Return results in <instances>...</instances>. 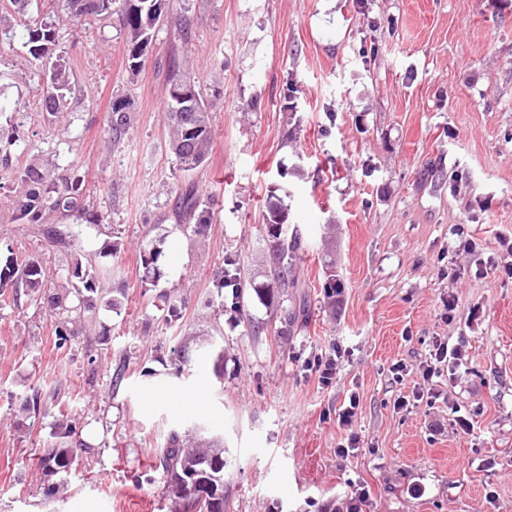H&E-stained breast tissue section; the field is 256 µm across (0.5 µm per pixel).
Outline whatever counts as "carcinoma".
<instances>
[{
    "mask_svg": "<svg viewBox=\"0 0 512 512\" xmlns=\"http://www.w3.org/2000/svg\"><path fill=\"white\" fill-rule=\"evenodd\" d=\"M121 2L118 13L126 33L128 46L127 65L136 72L144 65L154 38L155 29L165 22L172 9L173 0H67V6L75 17L88 15H110L113 4ZM14 17L0 15V43L12 40L15 27L21 26L27 32L28 54L35 73L45 81L43 107L46 114L55 118L62 112L67 98L76 93L75 81L67 67L65 51L59 45L56 25L46 19L33 24L27 23L29 0H9ZM164 117L169 131L168 149L184 171L195 170L204 164L209 156L213 131L209 107L201 98L191 78L172 66L169 87L165 97ZM129 126L125 112H112L110 129L113 140H119ZM15 219L23 224L43 225L42 234L52 244L72 248L74 241L65 240L53 226H46V220L53 214L62 217L83 219L88 213L82 180L77 177L63 178L55 175L49 165L32 163L19 170L12 199ZM270 260L274 267V279L279 285L288 286V260L304 246L302 230L287 224V215L282 207L272 202L268 206L265 224ZM165 238L159 237L147 245L141 254L143 281L156 282L162 277L159 259L163 253ZM43 266L36 258L23 261L9 258L0 265V295L10 288L24 283L38 293L44 292V299L57 311L56 345L62 349L72 347L79 335L78 323L85 315L95 312L99 302L117 313L120 301L104 298L99 288V276L93 266L82 261L79 253L67 268L66 280L71 287L62 292L41 290ZM217 295L224 296V289L237 287V273L232 266L222 269L216 277ZM207 340L201 336L183 339L174 348L173 354L179 362L184 361L192 345L204 346ZM204 428L179 434H169L159 456L166 490L173 503L172 512H207V505L194 499L184 484L189 474L195 471L207 473L213 485L214 496L224 500V448L219 441L202 435ZM90 451L80 439L76 426L65 418L57 420L52 429L46 449L38 458V467L51 487L62 491L68 487L70 477L76 473L82 454Z\"/></svg>",
    "mask_w": 512,
    "mask_h": 512,
    "instance_id": "obj_1",
    "label": "carcinoma"
}]
</instances>
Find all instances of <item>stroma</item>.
Instances as JSON below:
<instances>
[{
    "instance_id": "obj_1",
    "label": "stroma",
    "mask_w": 512,
    "mask_h": 512,
    "mask_svg": "<svg viewBox=\"0 0 512 512\" xmlns=\"http://www.w3.org/2000/svg\"><path fill=\"white\" fill-rule=\"evenodd\" d=\"M28 14L56 19L77 93L48 120L24 36L0 44V126L29 135L0 159V243L39 256L45 286L64 280L69 254L15 221L11 204L18 171L51 162L79 175L90 211L106 216L58 230L122 299L120 313L99 307L90 331L59 349L57 317L33 292L0 296V512H169L157 455L195 420L224 443V512H334L355 482L371 489L364 512H512V279L498 243L512 235V0H174L134 75L118 15L72 20L63 0ZM175 61L213 114L208 159L188 172L164 122ZM121 99L131 122L116 142ZM189 188L212 214L201 235L176 213ZM272 197L304 237L283 294L304 315L284 334L253 291L274 282ZM459 224L477 251L460 249ZM160 236L164 273L148 284L140 252ZM115 239L120 252L100 257ZM229 261L235 313L213 280ZM331 277L340 299L325 293ZM195 334L223 348L222 375L200 348L177 372L173 350ZM436 336L466 341L469 361L429 382L419 365ZM335 345L339 373L325 388L302 363ZM159 385L170 400L148 403ZM428 390L436 400L394 410ZM353 391L360 406L346 428L337 414ZM34 393L39 412L19 414ZM185 396L202 402L197 418L171 406ZM63 413L90 451L62 496L36 462ZM352 431L361 446L341 457Z\"/></svg>"
}]
</instances>
